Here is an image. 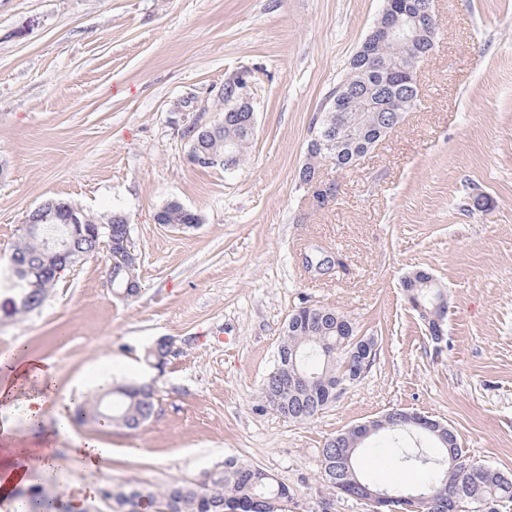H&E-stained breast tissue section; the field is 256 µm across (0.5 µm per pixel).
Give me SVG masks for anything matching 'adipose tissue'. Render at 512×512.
<instances>
[{"mask_svg": "<svg viewBox=\"0 0 512 512\" xmlns=\"http://www.w3.org/2000/svg\"><path fill=\"white\" fill-rule=\"evenodd\" d=\"M0 370L5 373L4 378L0 379V408L21 412L33 422L40 421L46 404L54 397V367L46 362L28 359L22 348L17 347L11 354L0 357ZM30 381L37 383L38 393L26 399L18 398V387ZM110 453V448L95 441H79L62 452L55 448H44L37 452L29 448L10 449L8 455L0 459V493L9 494L24 478L29 461H37L40 468L51 469L67 459L81 458L94 463L107 458Z\"/></svg>", "mask_w": 512, "mask_h": 512, "instance_id": "ef3b65f1", "label": "adipose tissue"}]
</instances>
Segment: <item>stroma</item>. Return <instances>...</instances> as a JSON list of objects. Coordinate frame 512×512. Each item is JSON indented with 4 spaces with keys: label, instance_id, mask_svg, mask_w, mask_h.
Listing matches in <instances>:
<instances>
[{
    "label": "stroma",
    "instance_id": "1",
    "mask_svg": "<svg viewBox=\"0 0 512 512\" xmlns=\"http://www.w3.org/2000/svg\"><path fill=\"white\" fill-rule=\"evenodd\" d=\"M385 0H0V265L26 214L50 198L126 215L141 291L117 297L94 254L59 274L44 304L11 313L0 286V355L16 344L56 369L55 405L88 390L155 380L153 417L129 431L73 419L61 448L96 440L110 458L32 470L54 512H108L106 490L195 480L226 457L258 465L316 512L326 440L393 409L445 421L476 461L512 473V0H434L436 47L420 96L355 167L321 161L325 206L298 174L313 121ZM249 77L257 121L232 171L189 161L182 131L221 121L219 91ZM177 202L191 228L158 224ZM341 264L307 273L311 247ZM448 295L433 343L404 277ZM347 315L377 359L315 418L256 409L282 327L302 304ZM177 352L163 376L142 359L157 338ZM0 411V448L34 447L53 428ZM404 438L366 441L364 474L395 484Z\"/></svg>",
    "mask_w": 512,
    "mask_h": 512
}]
</instances>
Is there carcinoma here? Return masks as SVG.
<instances>
[{
    "instance_id": "1",
    "label": "carcinoma",
    "mask_w": 512,
    "mask_h": 512,
    "mask_svg": "<svg viewBox=\"0 0 512 512\" xmlns=\"http://www.w3.org/2000/svg\"><path fill=\"white\" fill-rule=\"evenodd\" d=\"M374 57L391 70L393 91L387 96L386 114H402L412 109L418 101L417 88L408 82L407 72L414 57L433 50L430 34H423L415 45L403 42L374 41L370 44ZM382 82L381 72L371 66L362 55L352 56L344 78L329 94L343 102L344 111L323 112L319 123L329 126L339 123L354 136H343L333 151L308 149L309 161L299 171L305 180L318 162L332 159L339 169L350 167L356 154H366L368 149L383 139L378 113L368 108L369 95L377 94ZM224 103V128L212 137L205 128L192 126L186 130L190 145L211 148L230 159L233 166H240L246 156L253 131L243 124L245 113L232 111L233 103ZM162 224H180L190 228L199 223V216L176 203H169L156 213ZM126 217L114 211L105 217L86 214L87 236L81 248L89 254L105 252L112 257L126 253L124 228ZM112 224V240L98 237L94 230L102 224ZM46 255L42 236L23 237L9 257L7 271L16 273L23 284L19 292L27 296L29 310L42 306L56 282L54 272L45 265ZM140 258L132 255L117 270L115 285L125 286L130 275L137 274ZM405 293L416 296L431 308L445 295L437 283L417 289L404 288ZM358 331L346 315L333 307L304 305L294 310L286 320L278 348L297 349L302 359L298 367L303 382L292 393L279 390L275 371H270L262 385L257 410L271 409L290 420L308 421L336 400V387L350 382L351 370H343L348 357L346 350L357 338ZM167 353L159 345L151 344L143 353L144 362L156 369L166 362ZM157 399L147 383H122L102 387L89 394L78 409V416L85 420L99 421L106 416L111 426L136 430L149 421L156 410ZM335 438L325 441L320 451V479L330 497H351L355 492L353 479L372 485L362 473L359 462L360 446L338 448ZM444 455L432 458L424 453L401 449L395 465L404 471L420 467L425 480L416 486L397 483L390 491L397 495H425L432 503L448 505L446 512H456L457 503L467 502L482 506L481 512H498L501 502H512V474L506 475L486 466L481 476L469 479L464 467L473 462L461 447L453 431H448ZM293 494L287 484L268 471L229 457L224 464L202 473L195 483L171 482L159 489L128 485L112 490V512H144L153 507L157 512H292Z\"/></svg>"
}]
</instances>
